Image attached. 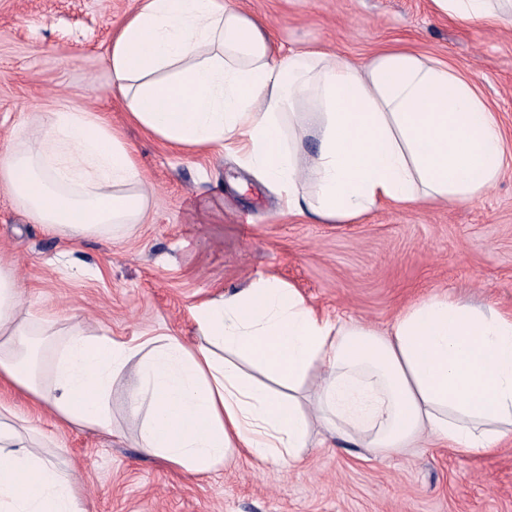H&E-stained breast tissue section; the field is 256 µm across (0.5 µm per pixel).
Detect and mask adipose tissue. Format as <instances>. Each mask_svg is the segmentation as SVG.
<instances>
[{
    "label": "adipose tissue",
    "mask_w": 512,
    "mask_h": 512,
    "mask_svg": "<svg viewBox=\"0 0 512 512\" xmlns=\"http://www.w3.org/2000/svg\"><path fill=\"white\" fill-rule=\"evenodd\" d=\"M108 62L129 124L182 149H223L289 214L319 224L383 203L475 200L507 167L496 115L451 66L406 50L360 65L284 54L236 0H141ZM0 187L72 244L142 223L151 195L122 131L94 112L39 116L0 155ZM21 288L0 261V386L108 434L112 385L134 368L139 448L190 475L242 454L291 470L329 436L381 449L430 439L463 455L512 437V314L490 306L432 295L382 332L261 275L195 304L193 341L90 335L70 317L43 382ZM48 439L0 401V512H87L72 471L36 452Z\"/></svg>",
    "instance_id": "adipose-tissue-1"
}]
</instances>
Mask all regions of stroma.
Returning <instances> with one entry per match:
<instances>
[{"mask_svg":"<svg viewBox=\"0 0 512 512\" xmlns=\"http://www.w3.org/2000/svg\"><path fill=\"white\" fill-rule=\"evenodd\" d=\"M276 46H317L355 64L407 50L453 67L498 118L512 153V6L503 21L465 24L433 0H239ZM140 0H0V153L33 115L122 118L107 61L112 35ZM153 201L133 234L69 246L31 223L0 188V254L37 319L78 316L129 339L193 336L190 308L260 274L320 312L379 329L420 298L446 293L512 312V165L479 199L382 205L353 224L282 213L275 195L223 151H179L124 128ZM133 372L112 387L113 435L69 427L53 453L73 466L88 512H512V443L464 456L426 443L371 454L330 439L287 471L241 456L207 475L172 470L137 448L126 406Z\"/></svg>","mask_w":512,"mask_h":512,"instance_id":"35a3bbf8","label":"stroma"}]
</instances>
